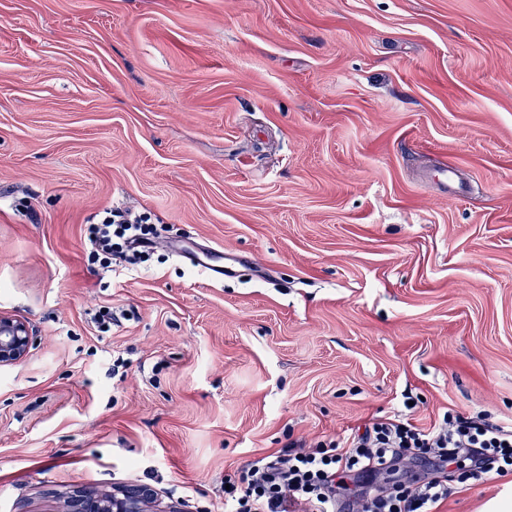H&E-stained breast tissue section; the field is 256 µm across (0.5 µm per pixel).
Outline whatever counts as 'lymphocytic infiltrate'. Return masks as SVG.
Returning <instances> with one entry per match:
<instances>
[{
	"label": "lymphocytic infiltrate",
	"instance_id": "f902f5d3",
	"mask_svg": "<svg viewBox=\"0 0 512 512\" xmlns=\"http://www.w3.org/2000/svg\"><path fill=\"white\" fill-rule=\"evenodd\" d=\"M154 238L144 215L117 209L103 211L86 234L90 257L106 268L116 259L138 265ZM405 460L423 476L377 484L379 475ZM451 464L465 480L512 474V426L449 411L421 427L401 410L309 450L290 446L247 460L226 479L224 512H434L451 493ZM350 476L359 480L357 490L348 489Z\"/></svg>",
	"mask_w": 512,
	"mask_h": 512
}]
</instances>
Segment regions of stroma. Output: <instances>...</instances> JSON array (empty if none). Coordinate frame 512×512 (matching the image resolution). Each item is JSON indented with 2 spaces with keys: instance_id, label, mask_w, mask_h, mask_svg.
Returning <instances> with one entry per match:
<instances>
[{
  "instance_id": "1",
  "label": "stroma",
  "mask_w": 512,
  "mask_h": 512,
  "mask_svg": "<svg viewBox=\"0 0 512 512\" xmlns=\"http://www.w3.org/2000/svg\"><path fill=\"white\" fill-rule=\"evenodd\" d=\"M106 208L161 227L140 267L88 263ZM0 314V512H224L408 395L512 422V0H0ZM451 488L512 512V475ZM32 342L29 327L19 319L0 316V366L24 360ZM99 512H151L150 502L140 490L125 491L121 495H101L95 499Z\"/></svg>"
}]
</instances>
